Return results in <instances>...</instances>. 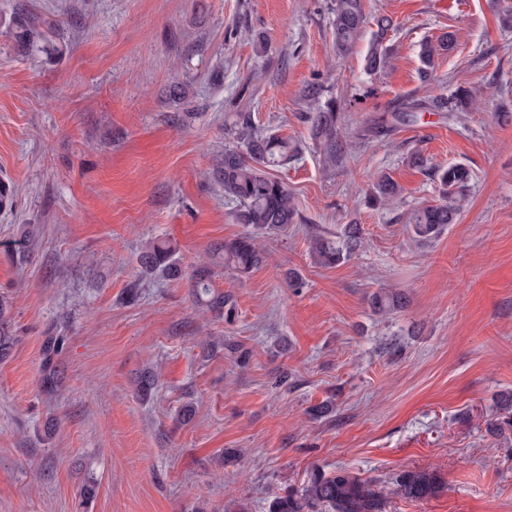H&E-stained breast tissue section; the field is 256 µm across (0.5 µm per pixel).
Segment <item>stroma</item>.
<instances>
[{"label": "stroma", "instance_id": "stroma-1", "mask_svg": "<svg viewBox=\"0 0 512 512\" xmlns=\"http://www.w3.org/2000/svg\"><path fill=\"white\" fill-rule=\"evenodd\" d=\"M332 4L0 0V181L14 201L0 210V297L15 338L0 360V512H227L239 498L266 512L314 466L373 481L383 512H512V429L488 430L512 392V0H368L395 24L374 75L366 40L336 58ZM25 16L41 36L22 45ZM448 30L456 48L422 82L419 46ZM313 83L338 101L334 163L306 118ZM460 88L476 97L460 117L371 131L404 100ZM239 112L298 150L275 175L299 217L245 276L214 254L246 228L211 177ZM415 151L471 172L458 222L427 244L405 217L440 186ZM381 173L400 195L378 208L366 191ZM346 224L363 230L357 256L316 264L311 237ZM153 238L177 244L180 278H139ZM203 262L232 296L220 319L192 301ZM382 289L406 305L375 315ZM51 336L65 346L48 386ZM209 336L225 343L214 357ZM148 365L160 383L144 403ZM324 401L333 413L310 416ZM409 468L438 470L443 492L395 495Z\"/></svg>", "mask_w": 512, "mask_h": 512}]
</instances>
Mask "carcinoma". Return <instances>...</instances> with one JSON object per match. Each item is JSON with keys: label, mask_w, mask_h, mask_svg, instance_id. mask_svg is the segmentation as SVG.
Segmentation results:
<instances>
[{"label": "carcinoma", "mask_w": 512, "mask_h": 512, "mask_svg": "<svg viewBox=\"0 0 512 512\" xmlns=\"http://www.w3.org/2000/svg\"><path fill=\"white\" fill-rule=\"evenodd\" d=\"M331 29L336 55H349L369 26L371 39L364 57L365 68L370 73L383 71L390 66L391 54L385 46L393 21L385 15L368 17L365 0H334L331 8ZM457 35L448 31L436 41L420 44L419 74L426 82L433 76L435 57L454 49ZM323 86L310 85L304 91L308 101V119L312 133L324 155L330 161L343 153V139L338 136L340 118L338 105L333 98L323 99ZM436 106V102L409 99L399 111L391 115L392 123H401L413 112H421ZM228 135L236 145L224 149V160L213 173L214 180L224 189V198L235 203L236 223L244 224L262 233H277L296 223L298 215L295 201L288 186L272 175L269 169L284 166L297 152L287 138L275 132H264L255 126L249 112L236 114ZM413 165L432 168L438 179L442 199L433 203H421L406 216L409 233L418 241L428 242L439 237L448 226L458 221L461 202L471 179L468 168L460 164L430 166L429 159L419 152L411 154ZM400 193L398 184L388 175L376 178L372 187V200L378 204H390ZM362 232L360 225L348 224L339 235H317L310 240V251L316 263L335 266L350 260L360 249ZM224 257V266L241 274L250 272L266 260V251L258 237L250 233L227 241L215 248ZM177 247L168 240H154L145 245L138 257L140 273L153 275L157 272L170 277L181 275ZM192 294L195 301L217 316L224 315V306L231 295L215 288L213 274L208 267H200L191 275ZM401 293L383 292L371 297V309L384 315L403 306ZM5 305L0 303V356L8 353L13 343L9 324L4 318ZM158 387V374L148 368L137 379V392L146 400ZM394 484L402 497L411 501H424L437 496L444 489L442 477L429 470L408 469L399 472ZM317 505L328 512H383L380 496L372 482L359 477L345 468L326 472L314 468L299 488H288L276 495L268 504L267 512H311Z\"/></svg>", "instance_id": "obj_1"}]
</instances>
